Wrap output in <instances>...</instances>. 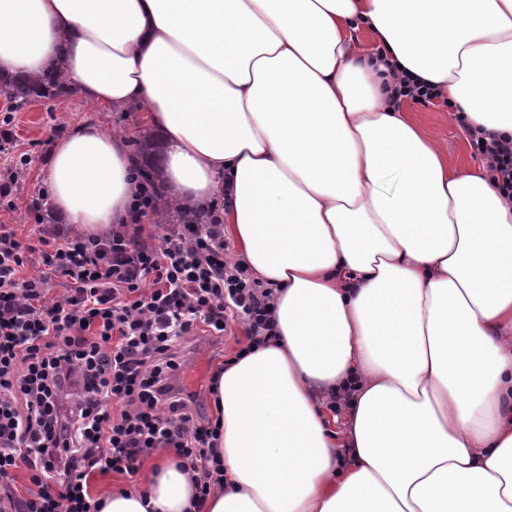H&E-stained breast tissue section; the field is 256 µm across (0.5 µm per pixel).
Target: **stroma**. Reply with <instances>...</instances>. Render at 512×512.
Returning <instances> with one entry per match:
<instances>
[{
  "mask_svg": "<svg viewBox=\"0 0 512 512\" xmlns=\"http://www.w3.org/2000/svg\"><path fill=\"white\" fill-rule=\"evenodd\" d=\"M402 108L411 120L441 145L449 167L475 170L481 166V157L473 153L468 133L454 120V109L449 103L437 99L418 101L407 98L403 100ZM8 112L14 116L12 128L16 146L13 154L0 153V178L9 177L8 172L12 169L17 175L13 177L9 199L0 200V225L13 229L17 236L32 245L33 250L24 269L25 275L30 276L44 269L41 253L36 249L38 236L34 232L32 205L37 201L39 192L48 188L43 169L50 151L49 140L68 128L92 121L105 131L126 138L131 150L136 152L141 142L151 139L152 132L137 109L95 105L74 95L37 99L15 109L6 94L0 92V118ZM17 153L27 154V165L15 166L13 156ZM248 343L246 331L236 324L231 325L220 338L201 333L187 338L178 380L186 382L193 371H200L201 377L194 392L197 404L205 413L213 411L207 387L218 365V356L232 358Z\"/></svg>",
  "mask_w": 512,
  "mask_h": 512,
  "instance_id": "stroma-1",
  "label": "stroma"
}]
</instances>
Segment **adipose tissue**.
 <instances>
[{"label":"adipose tissue","instance_id":"obj_1","mask_svg":"<svg viewBox=\"0 0 512 512\" xmlns=\"http://www.w3.org/2000/svg\"><path fill=\"white\" fill-rule=\"evenodd\" d=\"M58 64L145 108L170 204H222L274 291L272 339L216 379L221 488L194 509L162 451L100 512H512V198L450 171L395 94L407 76L512 138V0H0V75ZM135 163L96 124L63 133L53 208L128 223Z\"/></svg>","mask_w":512,"mask_h":512}]
</instances>
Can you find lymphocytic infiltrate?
I'll list each match as a JSON object with an SVG mask.
<instances>
[{
	"label": "lymphocytic infiltrate",
	"instance_id": "lymphocytic-infiltrate-1",
	"mask_svg": "<svg viewBox=\"0 0 512 512\" xmlns=\"http://www.w3.org/2000/svg\"><path fill=\"white\" fill-rule=\"evenodd\" d=\"M470 146L512 195V140L474 131ZM152 195L140 186L123 229L46 240L45 269L30 277L29 245L0 225V512H97L91 473L133 476L162 450L191 471L199 499L221 482L219 423L173 381L181 346L233 321L263 342L272 291L231 260L221 217L146 240ZM55 282L65 292L52 300ZM21 470L35 487L27 497Z\"/></svg>",
	"mask_w": 512,
	"mask_h": 512
}]
</instances>
